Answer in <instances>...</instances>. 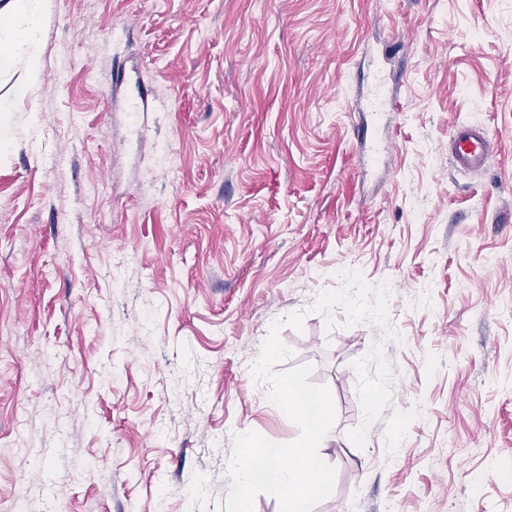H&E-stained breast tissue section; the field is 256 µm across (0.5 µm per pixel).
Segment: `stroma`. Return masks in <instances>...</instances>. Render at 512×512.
<instances>
[{"label":"stroma","instance_id":"35a3bbf8","mask_svg":"<svg viewBox=\"0 0 512 512\" xmlns=\"http://www.w3.org/2000/svg\"><path fill=\"white\" fill-rule=\"evenodd\" d=\"M23 25L0 512H223L234 435L300 436L275 326L335 408L314 512H512V0H45L33 84ZM451 158L463 173H478L489 164L492 151L485 130L480 126L454 124L449 132Z\"/></svg>","mask_w":512,"mask_h":512}]
</instances>
